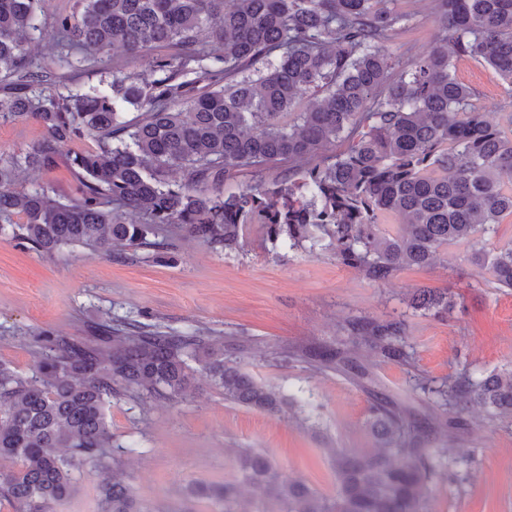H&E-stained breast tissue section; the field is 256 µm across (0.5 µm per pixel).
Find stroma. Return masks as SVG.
<instances>
[{"instance_id":"obj_1","label":"stroma","mask_w":512,"mask_h":512,"mask_svg":"<svg viewBox=\"0 0 512 512\" xmlns=\"http://www.w3.org/2000/svg\"><path fill=\"white\" fill-rule=\"evenodd\" d=\"M395 8L413 19L387 43L400 68L435 45L438 3L397 0ZM456 74L490 121L512 120V97L493 70L462 59ZM163 236L172 245L165 261L143 250L46 254L0 239V363L32 375L43 336L82 339L96 322L128 318L209 337L243 372L297 403L274 415L230 403L199 372L176 404L146 394L115 398L106 408L112 453L84 462L77 493L53 512H98V486L115 469L142 500L180 512L189 485L237 479L244 448L335 494L329 449L376 448L366 428L370 400L349 377L317 370L293 351L348 340V324L359 318L405 321L410 363L365 350L359 359L371 365L383 393L428 414L430 447L453 449L454 465L433 478L428 512H512V428L479 423L475 408L473 425L449 430L447 413L419 388L465 369L479 376L512 368V290L494 287L488 271L473 267L467 246H443L447 264L404 268L375 282L330 254L272 246L256 225L231 253L172 227ZM417 288L448 290L454 308L443 318L412 312L407 299Z\"/></svg>"}]
</instances>
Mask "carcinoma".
I'll use <instances>...</instances> for the list:
<instances>
[{
    "label": "carcinoma",
    "mask_w": 512,
    "mask_h": 512,
    "mask_svg": "<svg viewBox=\"0 0 512 512\" xmlns=\"http://www.w3.org/2000/svg\"><path fill=\"white\" fill-rule=\"evenodd\" d=\"M393 2L75 0L48 29L39 0H0V125L31 117L42 128L27 149L0 156V237L46 253L153 248L157 259L167 227L233 251L258 224L272 244L328 251L372 281L432 267L444 245L464 242L471 264L512 289V242L484 244L512 216V137L486 121L456 76L457 60L480 61L512 96V0H439V40L395 74L383 43L406 16ZM36 36L44 41L38 59ZM116 47L150 77L114 58L100 79L107 89L69 85L67 72ZM86 138L96 148L71 150ZM297 160L306 166L294 168ZM60 163L76 194L16 189L26 172ZM283 165L282 180L224 191L243 170ZM387 214L400 218L402 232L385 233ZM452 305L432 288L411 298L414 310L434 316ZM97 331L99 342L47 338L30 377L0 364V493L14 512H49L75 494L80 462L111 453L112 399L136 392L176 401L193 362L226 401L271 414L285 404L202 336L135 323ZM351 331L354 345L409 363L404 321L362 319ZM305 356L368 378L341 347ZM427 392L455 410L456 425L478 406L487 421L512 426V369L462 372ZM424 423L375 397L369 429L378 450L330 449L332 496L249 449L239 454V479L192 496L211 512H243L246 484L270 512H426L434 460L451 448L423 447ZM99 494V512H165L143 506L118 473L103 478Z\"/></svg>",
    "instance_id": "obj_1"
}]
</instances>
